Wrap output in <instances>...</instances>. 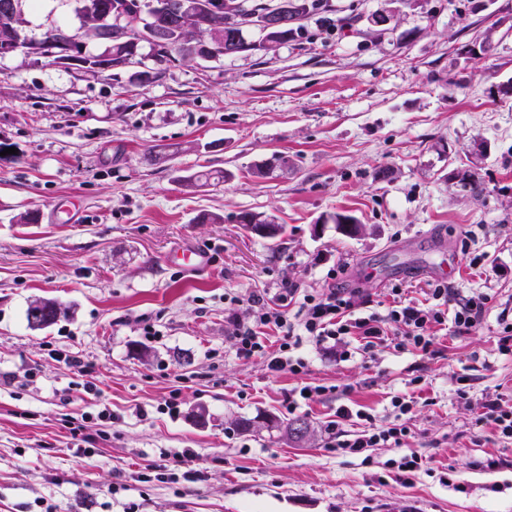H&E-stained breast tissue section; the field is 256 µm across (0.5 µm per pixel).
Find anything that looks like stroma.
<instances>
[{"label": "stroma", "mask_w": 512, "mask_h": 512, "mask_svg": "<svg viewBox=\"0 0 512 512\" xmlns=\"http://www.w3.org/2000/svg\"><path fill=\"white\" fill-rule=\"evenodd\" d=\"M323 2L275 52L177 61L152 83L0 58V512H512V441L478 420L485 395L512 405L497 349L512 310V0ZM24 18L30 39L80 25L72 0ZM207 167L226 180L188 187ZM244 212L284 225L279 247ZM339 214L362 233L343 235ZM182 247L209 268L170 265ZM342 262L340 284L379 312L395 286L425 301L458 263L451 285L488 294L485 319L439 331L430 354L354 339L339 359L305 338L298 375L237 358L224 317L250 309L229 295L289 278L314 294ZM37 298L66 316L30 329ZM58 350L90 363L95 393ZM303 385L325 391L289 409ZM173 396L179 413L160 412ZM397 396L412 403L403 447L337 450L362 429L337 407L382 421ZM298 418L308 438L284 440ZM164 448L189 451L199 480L146 478ZM411 453L421 465L400 479Z\"/></svg>", "instance_id": "35a3bbf8"}]
</instances>
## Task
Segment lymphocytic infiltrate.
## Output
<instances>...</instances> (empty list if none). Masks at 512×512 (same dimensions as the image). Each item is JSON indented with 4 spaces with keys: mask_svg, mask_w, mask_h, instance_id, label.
<instances>
[{
    "mask_svg": "<svg viewBox=\"0 0 512 512\" xmlns=\"http://www.w3.org/2000/svg\"><path fill=\"white\" fill-rule=\"evenodd\" d=\"M431 302L419 305L396 301L387 313L368 310V301L360 290L329 286L325 291L306 292L302 283L294 279L282 281L276 292L268 298L258 295H234V303H249L253 318L246 321L238 315L228 318L229 330L234 338L236 355L248 360L256 356L268 358L273 370L301 373L304 362L294 358L291 351L298 337L305 336L316 344L343 343L345 337L354 336L362 341L364 350L370 351L395 339L398 347H411L430 353L438 327L451 325L455 334L462 336L481 325L486 298L482 295L458 297L450 283L439 281L430 290ZM299 301L296 313H289L292 301ZM280 338L276 350L266 344L267 331ZM366 427L352 439L337 440L336 446L351 454H362L372 448L394 444L403 445L410 430L396 421L377 425L372 415H365Z\"/></svg>",
    "mask_w": 512,
    "mask_h": 512,
    "instance_id": "lymphocytic-infiltrate-1",
    "label": "lymphocytic infiltrate"
}]
</instances>
